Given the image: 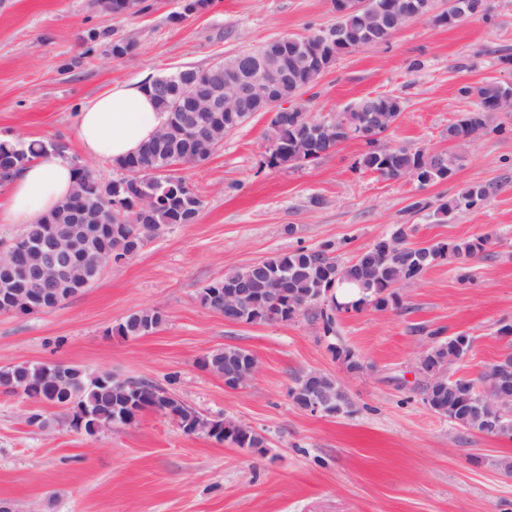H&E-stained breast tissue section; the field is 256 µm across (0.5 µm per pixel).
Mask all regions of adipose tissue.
<instances>
[{
	"label": "adipose tissue",
	"mask_w": 512,
	"mask_h": 512,
	"mask_svg": "<svg viewBox=\"0 0 512 512\" xmlns=\"http://www.w3.org/2000/svg\"><path fill=\"white\" fill-rule=\"evenodd\" d=\"M144 76L118 82L83 105L77 117V137L89 158L124 159L162 126ZM77 173L63 156L32 159L12 178L0 183V224H34L50 214L74 190Z\"/></svg>",
	"instance_id": "obj_1"
}]
</instances>
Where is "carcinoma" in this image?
I'll list each match as a JSON object with an SVG mask.
<instances>
[{
    "label": "carcinoma",
    "instance_id": "1",
    "mask_svg": "<svg viewBox=\"0 0 512 512\" xmlns=\"http://www.w3.org/2000/svg\"><path fill=\"white\" fill-rule=\"evenodd\" d=\"M462 2L468 12L460 20L450 16L446 20L439 17L437 22L455 26L458 22L475 16V5L480 7L478 14L486 13L485 0ZM97 4L103 12L116 16L137 15L150 9L147 0H97ZM345 24L358 47L365 45L368 33L379 44L388 42L392 37L386 31L369 28L367 22L358 14L348 17ZM302 51L303 47L300 45L288 46L289 61L286 65L291 73L292 83L283 93L291 99L299 96L302 90L312 87L323 70L339 55L335 47L324 45L315 63L293 64L291 58ZM212 75L210 68H179L171 72V76L179 84L197 78L205 81ZM459 95L474 100L475 110L467 113L461 121L448 126V140L465 143L469 138L462 126L468 124L480 133L489 129L492 115L487 109L512 96V86L486 81L477 86L460 87ZM153 98L158 111L166 117L163 140L152 137L136 153L115 162L116 167L126 172V175L112 181H103L97 176L89 178L82 168H77L78 178L72 194L41 222L27 225L21 230V236L37 239L51 224L64 229L72 224L74 212L83 210L90 216V223L112 225V231L100 236L97 243L122 257L129 252L135 241L144 243L168 226L193 224L197 221L204 208L202 196L183 177H170L167 172L176 164L204 162L217 147L204 132L195 136L189 134L184 121L185 113L175 110V97L155 94ZM375 110L382 115H388L389 123L393 124L403 111V102L392 95L364 97L337 116L338 124L342 127L340 132L321 129L317 121L310 117L307 108L297 102L286 112L274 113L266 134V166L279 168L291 163L311 161L345 141L361 139L366 143L367 150L355 160L356 169L376 173L385 180L409 178L421 186L446 181L453 176L459 160L455 154H431L403 146L390 149L381 146L379 138L372 136L371 121ZM250 117L249 112H225L220 124L224 125L226 131L235 130ZM19 149L27 161L38 156L60 153V148L49 141L32 140L21 145L4 141L0 142V161L11 157ZM108 190L112 191V214H99L95 209L96 201ZM488 195L489 185L468 184L441 203L438 212L449 216L462 208L471 209L485 202ZM488 244L490 237L487 235L460 242H438L429 247L415 248L405 244L399 255L388 256L382 250V242L378 241L358 253L350 264L341 266L334 256L336 245L326 241L316 248L300 247L246 268L226 272L223 278L202 288L199 299L203 305L211 308L215 306L214 293L218 289L243 290L248 306L227 316V321L232 323L241 320L252 323L288 322L331 300L327 289L343 285H354L361 292V298L350 306L356 312L370 304L376 308L398 307L401 300L396 286L422 276L437 260L444 258L445 251H450L458 260L464 262L483 254ZM276 278L283 279V294L278 298L269 291ZM163 320L164 315L159 309H141L119 324L116 332L120 336H145L154 332ZM418 332L429 338L425 359L419 364L423 382L418 384V391L426 406L439 415L454 418V423L465 430L480 428L486 423H493L498 427L512 423V417L492 412L474 401L455 412L452 411L453 405L462 398V393L457 387L458 380L440 374V370L448 366V355L456 352L463 358L471 350V345L459 350L456 339L443 336L441 330L428 331L422 327ZM253 359L254 356L247 350L224 347L207 353L201 366H211L224 372L227 374L226 383L236 385L242 380L244 370ZM61 368L68 382L69 399L88 413L83 425L85 432L93 435L97 428L111 424L114 416L123 410V392L129 390L130 382L114 380L105 384L89 378L87 372L79 367L63 364ZM45 371L46 367L42 365L22 363L0 370V378L24 382L23 397L39 403L48 397ZM319 378L324 390L336 402V407L348 408V398L341 391L337 380L322 373ZM169 406L171 412L184 422L193 424L203 419L201 414L184 405L173 394L170 395ZM209 424L220 430L224 442L229 441L240 448L264 447L263 439L252 430L238 432L226 429L222 420H211Z\"/></svg>",
    "mask_w": 512,
    "mask_h": 512
}]
</instances>
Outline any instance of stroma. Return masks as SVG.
Returning a JSON list of instances; mask_svg holds the SVG:
<instances>
[{
	"label": "stroma",
	"instance_id": "obj_1",
	"mask_svg": "<svg viewBox=\"0 0 512 512\" xmlns=\"http://www.w3.org/2000/svg\"><path fill=\"white\" fill-rule=\"evenodd\" d=\"M149 2L146 13L116 17L95 0H0V135L55 141L80 156L76 116L111 84L203 70L336 21L332 0H211L179 21L181 0ZM487 2L486 18L455 27L417 18L388 43L339 56L300 96L318 121L366 96L402 98L381 145L457 151L450 180L422 187L355 170L366 148L359 139L311 162L268 168L269 115L257 112L205 162L176 166L205 202L196 223L168 227L56 308L0 313V367L63 363L151 381L204 417L254 429L265 453L185 434L154 413L91 436L49 407L50 426L33 427L30 402L0 389V501L14 512H512V473L502 467L512 440L461 430L415 390L427 331L471 337V351L448 367L454 378L512 352V336L500 333L512 325V112L497 113L500 132L459 146L448 140L449 125L474 109L461 86L512 85V0ZM92 27L129 39L131 50L114 57L106 41L87 50ZM474 182L490 187L483 205L438 214ZM401 228L414 247L484 234L491 242L487 256L440 260L401 284L400 307L338 314L329 328L311 311L288 322L230 323L199 301L225 272L276 253L332 241L347 264ZM146 307L164 313L162 325L118 336L117 326ZM336 346L361 371L349 372ZM224 347L255 357L258 370L244 385L227 387L202 368L204 354ZM310 372L335 377L350 412L296 407L288 392Z\"/></svg>",
	"mask_w": 512,
	"mask_h": 512
}]
</instances>
